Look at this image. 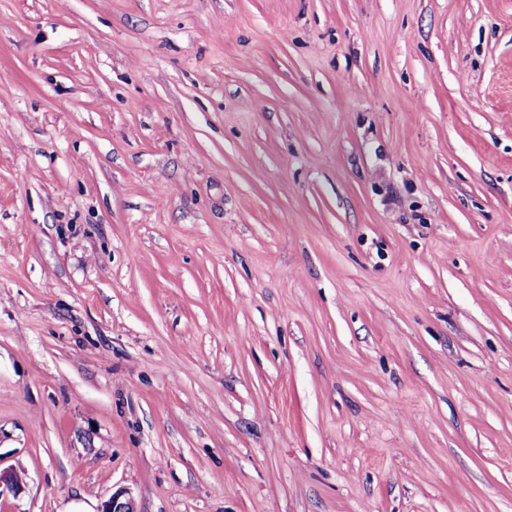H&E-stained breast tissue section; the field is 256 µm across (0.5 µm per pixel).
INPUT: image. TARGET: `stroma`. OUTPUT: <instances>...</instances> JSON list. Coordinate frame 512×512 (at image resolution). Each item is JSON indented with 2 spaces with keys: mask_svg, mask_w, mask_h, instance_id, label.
Returning <instances> with one entry per match:
<instances>
[{
  "mask_svg": "<svg viewBox=\"0 0 512 512\" xmlns=\"http://www.w3.org/2000/svg\"><path fill=\"white\" fill-rule=\"evenodd\" d=\"M0 512H512V0H0Z\"/></svg>",
  "mask_w": 512,
  "mask_h": 512,
  "instance_id": "obj_1",
  "label": "stroma"
}]
</instances>
